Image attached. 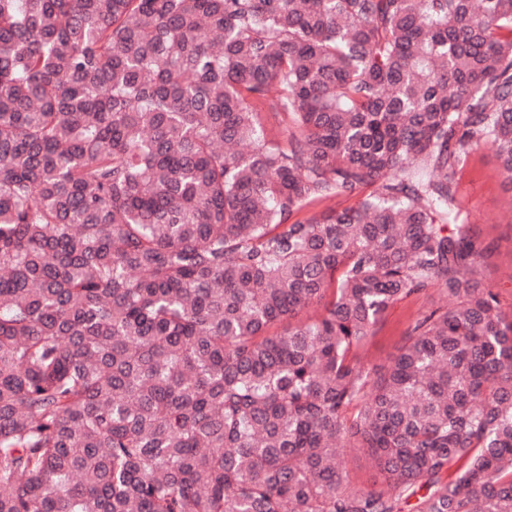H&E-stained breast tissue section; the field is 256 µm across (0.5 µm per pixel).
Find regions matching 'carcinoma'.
<instances>
[{
	"mask_svg": "<svg viewBox=\"0 0 512 512\" xmlns=\"http://www.w3.org/2000/svg\"><path fill=\"white\" fill-rule=\"evenodd\" d=\"M484 146L512 0H0V512H512ZM447 303L446 296L436 288L393 303L385 313L380 330L361 348L363 361L378 369L388 367L416 319L430 308ZM342 456L346 460V468L353 485L370 488L380 476L374 461L360 448H341Z\"/></svg>",
	"mask_w": 512,
	"mask_h": 512,
	"instance_id": "carcinoma-1",
	"label": "carcinoma"
}]
</instances>
